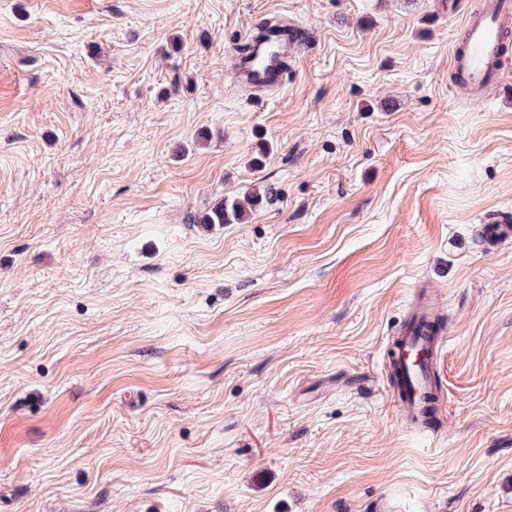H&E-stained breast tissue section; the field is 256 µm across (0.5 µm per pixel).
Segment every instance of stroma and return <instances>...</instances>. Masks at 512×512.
<instances>
[{
  "instance_id": "stroma-1",
  "label": "stroma",
  "mask_w": 512,
  "mask_h": 512,
  "mask_svg": "<svg viewBox=\"0 0 512 512\" xmlns=\"http://www.w3.org/2000/svg\"><path fill=\"white\" fill-rule=\"evenodd\" d=\"M483 2L0 0V512H512V71L449 67ZM272 17L307 39L240 96ZM425 303L432 432L387 367ZM305 40L306 30L288 19L255 26L248 40L230 57L235 84L255 94L280 89L288 80L292 60ZM261 200L262 197L258 192L248 193L242 198H222L207 211L195 216L194 222L207 226L241 223Z\"/></svg>"
}]
</instances>
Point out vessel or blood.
<instances>
[{"mask_svg": "<svg viewBox=\"0 0 512 512\" xmlns=\"http://www.w3.org/2000/svg\"><path fill=\"white\" fill-rule=\"evenodd\" d=\"M511 26L512 0H486L484 11L466 22L462 43L450 58L451 67L462 81L475 88L497 81L505 32ZM305 40V29L285 19L255 26L245 46L237 48L229 61L236 85L255 94L280 89ZM426 318L425 311H416L394 349L400 371L398 406L402 418L409 422L423 417L426 398L435 387L434 359L439 343L436 337L416 332Z\"/></svg>", "mask_w": 512, "mask_h": 512, "instance_id": "b4317fda", "label": "vessel or blood"}]
</instances>
